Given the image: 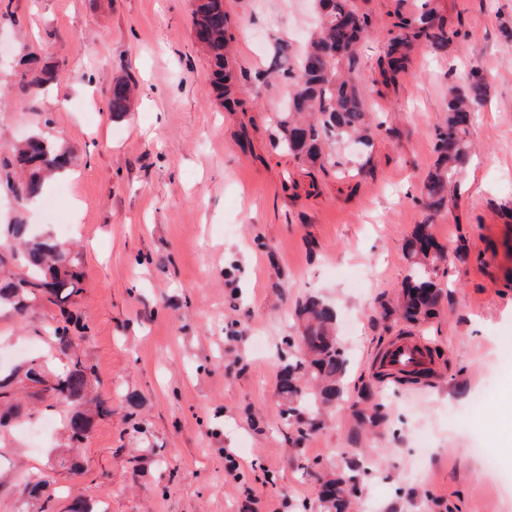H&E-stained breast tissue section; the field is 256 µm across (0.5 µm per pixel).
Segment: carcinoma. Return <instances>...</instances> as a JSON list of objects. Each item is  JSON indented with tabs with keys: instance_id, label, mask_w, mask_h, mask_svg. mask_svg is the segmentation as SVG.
<instances>
[{
	"instance_id": "carcinoma-1",
	"label": "carcinoma",
	"mask_w": 512,
	"mask_h": 512,
	"mask_svg": "<svg viewBox=\"0 0 512 512\" xmlns=\"http://www.w3.org/2000/svg\"><path fill=\"white\" fill-rule=\"evenodd\" d=\"M406 0H395L393 29L390 31L386 58L388 67L399 70L407 63V50L415 44H426L444 50L459 35L436 19L433 9L421 7L408 11ZM318 26L304 45L297 62L290 60L288 46H279L273 58V71L291 87L288 108L279 113L274 125V141L278 147L312 166L336 165L338 161L324 154L330 140L354 139L361 146L359 169L371 160L374 146L373 122L351 79L339 73L340 57L353 58L355 45L370 33L366 18L360 17L350 0H318ZM193 27L211 34L208 49L211 64L210 86L219 100H232L230 87L235 82L231 58L227 56L233 43L230 19L224 12V0H195ZM60 78L50 66L31 65L23 80L28 87H40ZM134 85L119 79L113 87L109 106L117 115L128 112ZM488 97V86L482 75L474 71L463 87L449 90L447 116L435 129L437 166L422 186V206L431 211L448 207V195L457 188L459 168L468 158L467 137L471 124L463 122V113L473 111ZM12 164L24 175L21 201L28 203L42 196L47 179L69 165L66 149L42 136H32L12 148ZM0 269L6 258L22 254L25 275L0 276V307L6 306L19 317L27 316L33 304L47 299L57 306L60 316L51 327L55 348L66 358L60 372L54 373L59 389L70 407L67 418L69 440L82 442L92 426L93 417L112 414L101 399H88L95 379L94 368L78 350L73 329L79 327L70 306L82 293L84 280L81 261L70 245L52 237L33 235L25 224L0 226ZM409 271L402 292L413 295L418 312L410 323L426 322L435 315L439 298L429 268L443 259L442 251L431 239L422 242L412 236L406 246ZM300 312L307 314L305 329L311 336L323 338L310 355L294 349L281 382L288 385L285 398L292 406L285 410L297 424L305 422L317 401L339 398L344 388L347 356L334 335L336 315L332 308L311 300ZM15 372L0 373V431L19 416L13 396ZM50 476L42 471L28 472L21 478L17 512H54L49 493Z\"/></svg>"
}]
</instances>
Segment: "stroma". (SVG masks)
Segmentation results:
<instances>
[{
  "label": "stroma",
  "instance_id": "obj_1",
  "mask_svg": "<svg viewBox=\"0 0 512 512\" xmlns=\"http://www.w3.org/2000/svg\"><path fill=\"white\" fill-rule=\"evenodd\" d=\"M429 2L460 37L446 51L414 48L404 72L379 62L394 0H351L371 33L349 75L381 122L368 171L302 165L270 140L288 99L261 83L281 44L299 51L313 0H224L236 34L239 109L210 91L193 39L192 0H0V157L16 138L45 133L71 156L35 208H19L17 172L0 169V224L55 230L86 272L76 310L80 343L112 414L95 418L78 470L56 467L69 446L67 406L7 429L0 512H14L22 472L47 471L55 512L73 497L103 512H321L311 468L366 462L351 512H512L483 453L512 471L503 405L512 371L497 343L512 336V0ZM69 80L23 85V57ZM479 67L489 87L470 135L458 203L427 216L418 198L433 168L434 131L450 87ZM139 86L112 116L116 80ZM430 223L444 259L432 278L438 316L416 326L382 320L408 272L405 243ZM317 298L336 313L348 357L344 394L295 443L278 392L294 311ZM49 302L27 318L0 312V368L46 360L55 348ZM419 338L434 372L402 385L376 371L393 340ZM383 419L359 437L361 411ZM240 467L228 471L225 449Z\"/></svg>",
  "mask_w": 512,
  "mask_h": 512
}]
</instances>
